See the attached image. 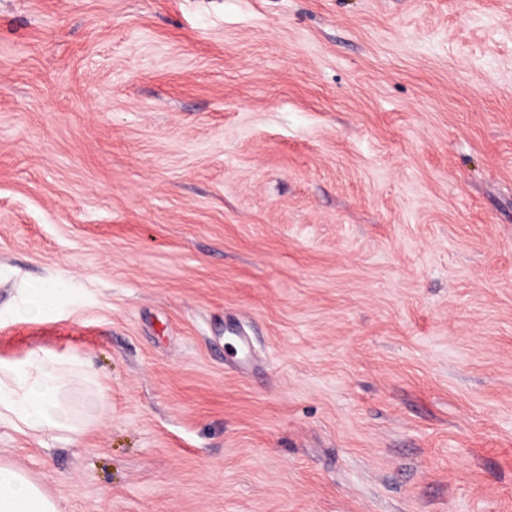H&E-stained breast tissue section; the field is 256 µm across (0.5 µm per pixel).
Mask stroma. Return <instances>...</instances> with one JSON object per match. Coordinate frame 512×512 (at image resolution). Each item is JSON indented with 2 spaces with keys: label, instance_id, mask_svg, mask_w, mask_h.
Instances as JSON below:
<instances>
[{
  "label": "stroma",
  "instance_id": "35a3bbf8",
  "mask_svg": "<svg viewBox=\"0 0 512 512\" xmlns=\"http://www.w3.org/2000/svg\"><path fill=\"white\" fill-rule=\"evenodd\" d=\"M38 349L107 404L0 425L65 512H512V0H0ZM30 288L34 298L31 302L17 308L16 316L20 320H36L52 311L61 285L58 283L33 282Z\"/></svg>",
  "mask_w": 512,
  "mask_h": 512
}]
</instances>
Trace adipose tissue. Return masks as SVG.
Here are the masks:
<instances>
[{
	"label": "adipose tissue",
	"mask_w": 512,
	"mask_h": 512,
	"mask_svg": "<svg viewBox=\"0 0 512 512\" xmlns=\"http://www.w3.org/2000/svg\"><path fill=\"white\" fill-rule=\"evenodd\" d=\"M95 373L88 357L72 351H34L16 362L0 359V424L34 438L48 431L82 437L91 420L71 401V392L88 387ZM0 512H64L60 498L9 462H0Z\"/></svg>",
	"instance_id": "obj_1"
}]
</instances>
